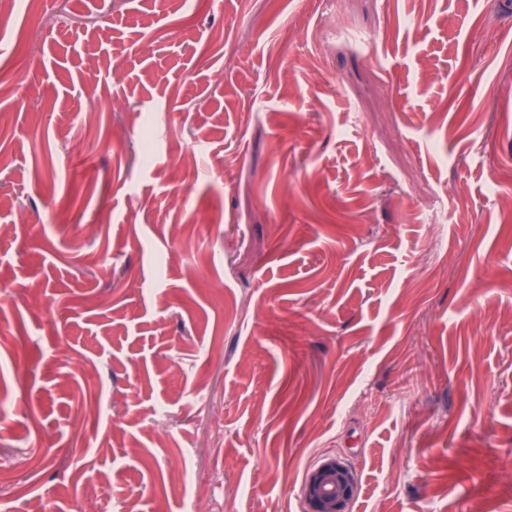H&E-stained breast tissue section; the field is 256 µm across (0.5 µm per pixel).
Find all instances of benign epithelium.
<instances>
[{
	"label": "benign epithelium",
	"mask_w": 512,
	"mask_h": 512,
	"mask_svg": "<svg viewBox=\"0 0 512 512\" xmlns=\"http://www.w3.org/2000/svg\"><path fill=\"white\" fill-rule=\"evenodd\" d=\"M357 474L335 456L325 457L308 475L304 497L309 512H351Z\"/></svg>",
	"instance_id": "benign-epithelium-1"
}]
</instances>
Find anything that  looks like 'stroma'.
Here are the masks:
<instances>
[{"label":"stroma","instance_id":"1","mask_svg":"<svg viewBox=\"0 0 512 512\" xmlns=\"http://www.w3.org/2000/svg\"><path fill=\"white\" fill-rule=\"evenodd\" d=\"M327 2L0 11L6 512H512V0ZM357 474L336 456H326L308 475L304 497L309 512H351Z\"/></svg>","mask_w":512,"mask_h":512}]
</instances>
